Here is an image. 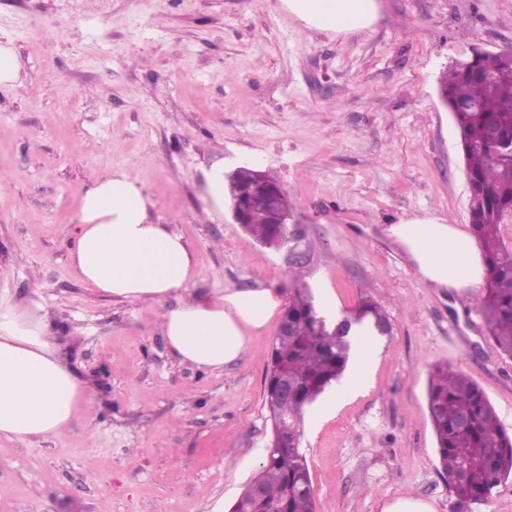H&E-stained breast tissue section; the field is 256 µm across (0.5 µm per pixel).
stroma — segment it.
I'll return each mask as SVG.
<instances>
[{
  "instance_id": "stroma-1",
  "label": "stroma",
  "mask_w": 512,
  "mask_h": 512,
  "mask_svg": "<svg viewBox=\"0 0 512 512\" xmlns=\"http://www.w3.org/2000/svg\"><path fill=\"white\" fill-rule=\"evenodd\" d=\"M371 27L305 30L279 0H0L23 81L0 89V302L40 305L97 400L46 441L0 451V512H215L255 474L270 432L264 378L279 323L223 371L180 363L163 305L89 290L69 251L106 170L138 176L156 223L195 252V288L306 285L345 315L373 300L388 334L362 391L305 413L317 512L455 498L436 459L429 371L467 373L512 433V358L483 332V286L428 281L388 229L435 214L469 229L466 169L439 79L473 44L512 46V0H378ZM250 162L293 203L279 249L207 189Z\"/></svg>"
}]
</instances>
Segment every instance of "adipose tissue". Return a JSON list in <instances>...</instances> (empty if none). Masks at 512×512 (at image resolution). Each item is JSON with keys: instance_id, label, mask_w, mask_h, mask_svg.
<instances>
[{"instance_id": "adipose-tissue-1", "label": "adipose tissue", "mask_w": 512, "mask_h": 512, "mask_svg": "<svg viewBox=\"0 0 512 512\" xmlns=\"http://www.w3.org/2000/svg\"><path fill=\"white\" fill-rule=\"evenodd\" d=\"M307 29L347 35L366 30L377 0H282ZM422 274L446 288H468L486 272L472 238L438 216L392 225ZM70 260L81 280L103 296L129 303H165L162 331L181 363L211 372L240 359L276 316L281 301L264 286L215 288L198 295L193 251L182 234L155 223L147 190L130 172L112 170L81 197ZM94 388L81 380L53 344L40 306L0 304V440H48L60 434Z\"/></svg>"}]
</instances>
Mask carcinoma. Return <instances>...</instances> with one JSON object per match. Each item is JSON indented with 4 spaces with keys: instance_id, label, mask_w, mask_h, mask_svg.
<instances>
[{
    "instance_id": "cac0c4a2",
    "label": "carcinoma",
    "mask_w": 512,
    "mask_h": 512,
    "mask_svg": "<svg viewBox=\"0 0 512 512\" xmlns=\"http://www.w3.org/2000/svg\"><path fill=\"white\" fill-rule=\"evenodd\" d=\"M440 89L448 103L467 108L456 123L466 171L478 207L472 231L481 244L487 281L481 314L487 335L512 358V248L499 235V214L512 207V159L483 148L486 118L504 134H512V67L502 69L492 85L468 76L453 65L443 74ZM245 231L272 246L278 225L266 209L248 213ZM355 325L377 330L386 315L369 299L353 311ZM288 333L276 335L265 375L264 406L272 423L264 460L250 484L262 490L257 498L243 492L230 512H316L313 485L301 451L304 412L345 373L351 355L349 334L341 333L320 314L307 288H295L285 306ZM288 373L296 395H275L282 373ZM428 412L435 436L438 465L452 484L459 509L485 500L512 475V434L502 427L483 390L464 374L436 365L429 374Z\"/></svg>"
}]
</instances>
